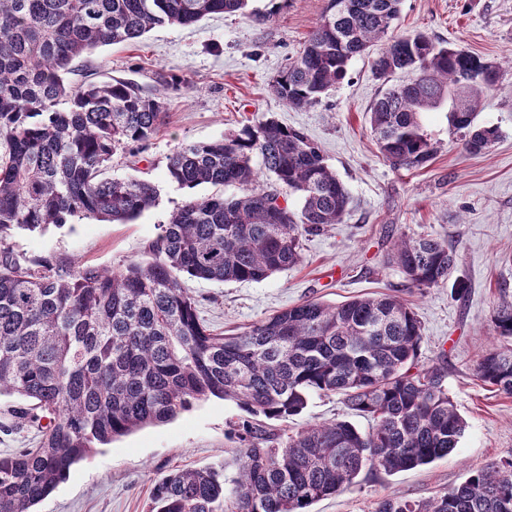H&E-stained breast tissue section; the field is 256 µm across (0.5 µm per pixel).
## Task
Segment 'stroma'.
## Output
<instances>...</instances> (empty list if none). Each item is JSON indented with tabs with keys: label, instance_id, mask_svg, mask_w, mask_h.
<instances>
[{
	"label": "stroma",
	"instance_id": "stroma-1",
	"mask_svg": "<svg viewBox=\"0 0 512 512\" xmlns=\"http://www.w3.org/2000/svg\"><path fill=\"white\" fill-rule=\"evenodd\" d=\"M329 0H250L245 13L216 14L188 27L150 31L134 45L105 46L74 62L72 85L121 78L153 91L162 72L188 84L169 94L164 124L137 152L117 151L115 177L136 175L159 188L157 204L128 224L80 218L63 227L19 231L11 243L25 263L40 260L88 263L120 270L147 263V241L167 223L187 191L166 177V162L184 142H207L242 125L275 117L300 130L324 154L350 194L343 223L307 237L302 261L261 282L216 284L184 279L210 329H239L290 305L318 299L338 304L357 296L389 293L417 315L423 339L417 363L442 364L448 390L468 423L456 452L415 469L359 476L355 485L312 506V512H374L390 494L426 500L459 484L469 471L512 458V398L475 377L477 361L500 347L489 320L493 307L512 300V0H401L396 36L423 33L498 66L475 122L495 125L500 140L468 152L453 133L448 108L427 113L424 124L437 151L418 169H394L373 139L368 112L404 72L379 79L378 48L353 58L344 80L305 109L284 106L271 83L295 58L325 14ZM425 233L456 245L458 262L447 284L425 291L410 287L389 262L401 233ZM244 416L235 403L215 397L197 401L176 418L137 429L73 465L66 479L36 512H149L156 482L169 472L207 465L236 470L233 425ZM346 420L366 430L370 420L351 414L341 396L311 394L303 412L273 422L279 434L306 425Z\"/></svg>",
	"mask_w": 512,
	"mask_h": 512
}]
</instances>
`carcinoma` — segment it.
<instances>
[{"mask_svg": "<svg viewBox=\"0 0 512 512\" xmlns=\"http://www.w3.org/2000/svg\"><path fill=\"white\" fill-rule=\"evenodd\" d=\"M248 0H0V395L31 401L0 420V432H38L35 448L0 456V512H33L71 467L119 436L163 423L210 397L252 419L237 425L236 476L213 467L177 470L155 486L150 512H310L362 473L399 471L451 455L467 422L446 373L415 369L421 323L396 295L341 304L306 300L230 333L214 334L184 275L214 283L263 281L301 262L302 238L340 224L350 196L321 148L274 118L209 142L182 143L167 158L171 182L236 186L242 194L188 197L146 248L151 261L118 271L15 256L17 230L74 218L126 224L155 205L148 178H112V156L142 146L164 122L167 94L183 81L160 74L147 93L122 79H67L78 57L131 43L156 27L190 26L241 12ZM399 0H329L298 57L271 88L305 108L342 80L348 63L385 39L378 78L410 71L374 102L369 123L380 153L416 168L436 153L421 116L450 103L449 122L471 152L500 137L474 124L498 67L422 33L391 37ZM259 156L260 167L252 163ZM269 178L287 194L269 190ZM390 263L420 290L448 282L457 248L401 234ZM507 345L476 364L478 379L512 397V301L491 315ZM312 393L338 394L373 421L309 424L281 436L259 417L286 421ZM374 512H512V459L473 471L426 501L392 494Z\"/></svg>", "mask_w": 512, "mask_h": 512, "instance_id": "cac0c4a2", "label": "carcinoma"}]
</instances>
